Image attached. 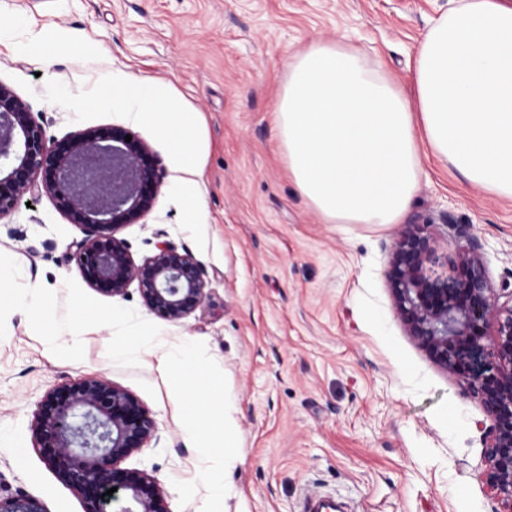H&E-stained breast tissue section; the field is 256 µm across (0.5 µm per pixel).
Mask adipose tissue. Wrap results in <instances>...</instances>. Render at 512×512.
<instances>
[{"label":"adipose tissue","instance_id":"1","mask_svg":"<svg viewBox=\"0 0 512 512\" xmlns=\"http://www.w3.org/2000/svg\"><path fill=\"white\" fill-rule=\"evenodd\" d=\"M413 94L340 41H315L288 60L277 106L288 176L327 224H394L407 213L428 158L512 199V0H456L419 43ZM136 120L195 159L193 113L151 83L114 88ZM178 397L199 451L214 461V498L236 458L224 396L199 381Z\"/></svg>","mask_w":512,"mask_h":512}]
</instances>
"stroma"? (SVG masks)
I'll return each mask as SVG.
<instances>
[{
  "label": "stroma",
  "mask_w": 512,
  "mask_h": 512,
  "mask_svg": "<svg viewBox=\"0 0 512 512\" xmlns=\"http://www.w3.org/2000/svg\"><path fill=\"white\" fill-rule=\"evenodd\" d=\"M450 0H0V83L49 139L124 126L156 155L153 209L118 232L134 260L170 241L205 271L206 307L181 322L125 295L90 288L67 260L82 238L54 199L30 193L0 217V272L13 294L41 289L44 311L0 305V495L46 512H84L34 447L33 413L50 388L109 381L156 418L149 447L122 462L152 475L170 512H302L306 499L346 512H498L485 483L492 425L457 374L408 336L387 270L394 243L420 224L427 271L480 257L491 288L512 292V199L429 159L396 224H326L288 177L276 105L289 57L315 39L341 42L401 86L430 24ZM153 82L196 113L195 165L107 100L129 77ZM136 329L161 347L113 342ZM192 343L224 388L237 461L212 503L175 388L157 356Z\"/></svg>",
  "instance_id": "obj_1"
}]
</instances>
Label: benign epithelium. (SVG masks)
<instances>
[{
  "label": "benign epithelium",
  "instance_id": "benign-epithelium-1",
  "mask_svg": "<svg viewBox=\"0 0 512 512\" xmlns=\"http://www.w3.org/2000/svg\"><path fill=\"white\" fill-rule=\"evenodd\" d=\"M131 141H125V136ZM156 156L126 127L79 130L49 142L29 106L0 83V217L39 185L84 237L72 242L69 261L86 283L122 296L138 284L144 305L179 322L208 299L202 265L185 250L160 242L135 262L117 237L153 207L161 186ZM431 239L415 225L396 242L388 282L406 331L439 365L463 380L465 396L479 401L492 420L485 457L486 485L512 512V293L501 296L488 283L480 260L466 253L461 275L432 277L423 268ZM493 321L492 333L484 332ZM158 426L133 394L100 378H80L47 390L36 404L35 447L59 480L82 498L84 512H106L115 487L125 493L121 512H169L154 477L120 467L148 447ZM0 512H46L29 496H0Z\"/></svg>",
  "mask_w": 512,
  "mask_h": 512
}]
</instances>
